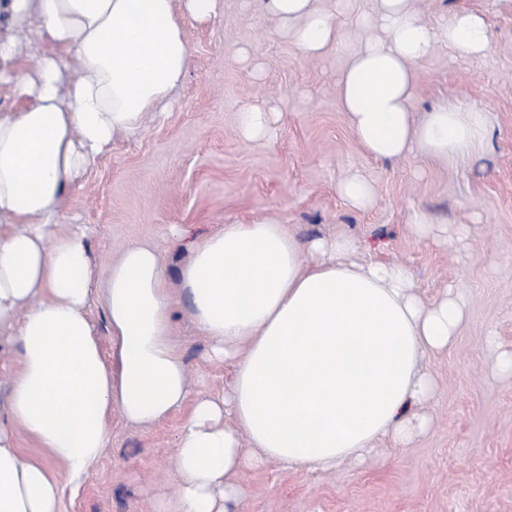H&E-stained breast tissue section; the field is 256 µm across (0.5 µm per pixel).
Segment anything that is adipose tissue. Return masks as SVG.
Segmentation results:
<instances>
[{
  "mask_svg": "<svg viewBox=\"0 0 512 512\" xmlns=\"http://www.w3.org/2000/svg\"><path fill=\"white\" fill-rule=\"evenodd\" d=\"M309 57L351 42L337 78L351 131L376 158L414 152L456 161L488 136L487 115L445 103L416 120V65L440 44L474 57L490 48L484 18L421 20L411 0H377L340 29L316 0H256ZM220 0H7L36 25L38 51L12 83L20 111L0 113V337L17 368L0 391V512H61V480L79 483L110 442L120 409L148 425L190 393L172 340L173 297L157 250L133 244L95 284L85 230H58L61 203L95 158L161 117L191 64L185 19ZM345 237L300 241L282 224H228L193 249L182 272L193 321L233 363L223 397L202 398L176 441V484L162 512H229L245 468L273 462L326 472L406 447L407 404L429 400L428 352L448 346L468 303L448 289L425 303L400 263L351 261ZM101 291L118 368L104 360L88 304ZM41 448L23 455L17 434Z\"/></svg>",
  "mask_w": 512,
  "mask_h": 512,
  "instance_id": "ef3b65f1",
  "label": "adipose tissue"
}]
</instances>
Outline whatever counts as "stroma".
I'll list each match as a JSON object with an SVG mask.
<instances>
[{"label":"stroma","mask_w":512,"mask_h":512,"mask_svg":"<svg viewBox=\"0 0 512 512\" xmlns=\"http://www.w3.org/2000/svg\"><path fill=\"white\" fill-rule=\"evenodd\" d=\"M413 6L430 23L475 11L488 26L486 55L462 58L440 46L416 66V117L445 100L488 117L487 146L456 164L369 155L338 97L349 47L307 57L244 0H221L208 22L185 21L192 63L173 108L100 154L67 192L59 222L85 227L99 282L127 245L158 247L193 399L143 427L113 410L110 446L79 486H64L63 512H159L174 492L175 441L193 400L223 393L230 379L194 327L181 272L194 242L258 220L303 241L351 237L356 260L404 264L426 300L454 286L469 307L453 344L425 360L437 389L415 407L429 419L424 434L333 473L246 469L235 512H512V377L496 371L482 345L492 330L512 350V0ZM262 104L276 108L271 133L244 142L238 114ZM352 173L375 186L367 209L337 194ZM418 210L434 225L425 237L413 230Z\"/></svg>","instance_id":"obj_1"}]
</instances>
